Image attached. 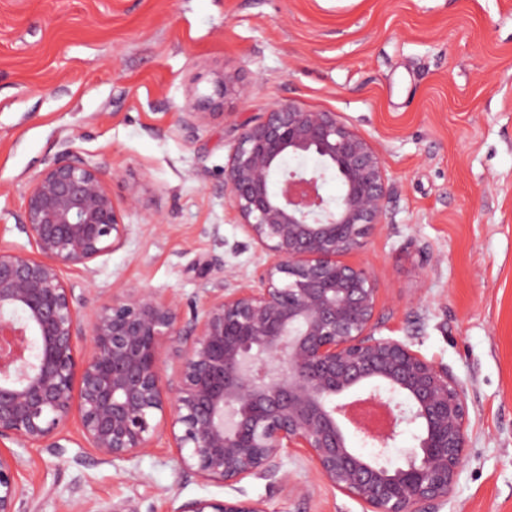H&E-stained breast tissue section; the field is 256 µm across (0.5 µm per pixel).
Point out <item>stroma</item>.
<instances>
[{"label": "stroma", "instance_id": "stroma-1", "mask_svg": "<svg viewBox=\"0 0 512 512\" xmlns=\"http://www.w3.org/2000/svg\"><path fill=\"white\" fill-rule=\"evenodd\" d=\"M221 70L247 90L183 122ZM336 113L377 147L390 203L349 262L377 288L375 333L410 339L466 403V454L426 512H512V0H0V247L27 245L28 186L64 151L101 166L122 245L63 277L85 312L121 282L174 297L190 320L265 256L224 193L244 124L278 103ZM136 204H129V197ZM63 448H28L19 512H173L196 498L268 512H363L286 449L294 491L201 481L166 439L99 461L76 420Z\"/></svg>", "mask_w": 512, "mask_h": 512}]
</instances>
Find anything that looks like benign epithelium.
<instances>
[{
    "label": "benign epithelium",
    "mask_w": 512,
    "mask_h": 512,
    "mask_svg": "<svg viewBox=\"0 0 512 512\" xmlns=\"http://www.w3.org/2000/svg\"><path fill=\"white\" fill-rule=\"evenodd\" d=\"M212 85L190 104L188 122L245 95L222 72ZM290 157L315 165L290 169ZM329 179L334 198L323 193ZM224 191L266 255L254 280L211 292L186 323L175 299L121 285L85 333L63 271L111 253L127 224L106 171L74 151L32 180L22 224L29 247L0 249V512H18V449L62 447L55 433L74 414L81 439L106 463L130 462L165 434L181 466L204 482L257 477L286 487L282 454L302 448L322 481L365 512H420L448 500L466 451L459 386L410 342L374 336L372 276L342 260L387 212L377 149L334 112L279 103L241 128ZM85 334L92 353L79 360ZM168 346L181 358L165 382ZM358 392L390 414L385 433L348 430V408L361 398L346 397ZM410 427L418 446L400 466L382 463ZM356 437L377 453H359ZM173 512L268 510L259 500L198 498Z\"/></svg>",
    "instance_id": "obj_1"
}]
</instances>
